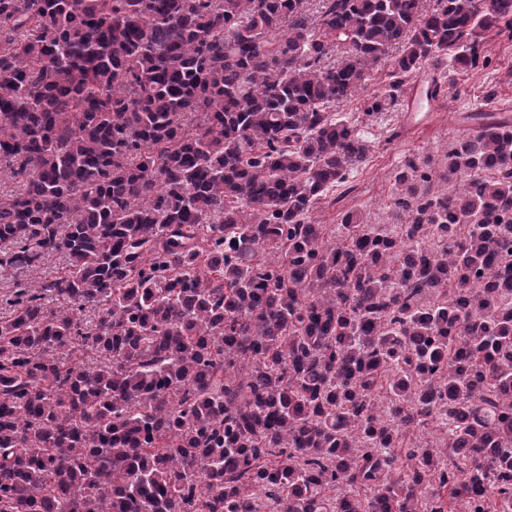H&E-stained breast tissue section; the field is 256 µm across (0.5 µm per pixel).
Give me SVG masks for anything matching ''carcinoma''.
<instances>
[{"mask_svg":"<svg viewBox=\"0 0 512 512\" xmlns=\"http://www.w3.org/2000/svg\"><path fill=\"white\" fill-rule=\"evenodd\" d=\"M307 2L0 0V512H512V126L311 221L512 0Z\"/></svg>","mask_w":512,"mask_h":512,"instance_id":"1","label":"carcinoma"}]
</instances>
